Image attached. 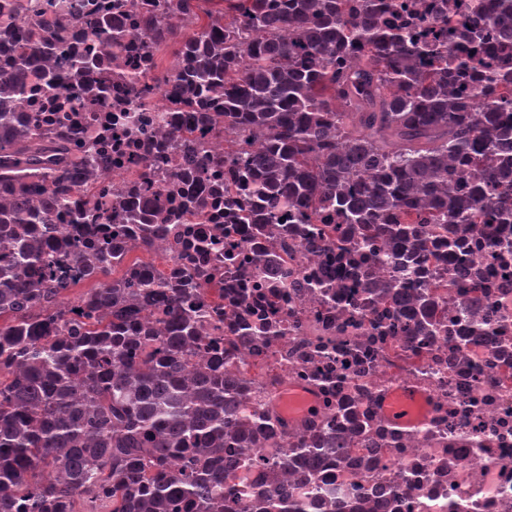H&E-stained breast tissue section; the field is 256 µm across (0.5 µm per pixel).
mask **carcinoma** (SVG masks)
I'll return each mask as SVG.
<instances>
[{
  "label": "carcinoma",
  "instance_id": "carcinoma-1",
  "mask_svg": "<svg viewBox=\"0 0 512 512\" xmlns=\"http://www.w3.org/2000/svg\"><path fill=\"white\" fill-rule=\"evenodd\" d=\"M426 25L415 36L402 12ZM40 0H0V512H228L264 421L236 392L224 355L200 332L189 295L146 273L163 228L128 243L85 232L112 223L60 160L68 140L22 114L36 75L81 29L125 44L112 17ZM178 43L170 103L224 101V141L253 186L245 224H274L279 204L310 225L317 251L354 232L383 265L428 253L437 232L512 224V4L448 26V0H170L146 21ZM79 56L78 76L102 70ZM70 223L55 224L57 210ZM381 299L415 307V332H436L432 296L397 283ZM92 281L74 304L64 293ZM324 448H297L314 475ZM314 479L273 488L262 512H303Z\"/></svg>",
  "mask_w": 512,
  "mask_h": 512
}]
</instances>
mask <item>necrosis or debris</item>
I'll list each match as a JSON object with an SVG mask.
<instances>
[{
  "mask_svg": "<svg viewBox=\"0 0 512 512\" xmlns=\"http://www.w3.org/2000/svg\"><path fill=\"white\" fill-rule=\"evenodd\" d=\"M147 0H94L100 15L119 16L133 33L127 48L104 39L69 41L53 65L72 54L105 56L100 102L81 89L64 91L50 129H78L69 160L81 176H96V197L112 206L156 193L162 207L161 256L154 276L181 268L198 274L197 306L209 340L235 369L238 391L289 444L314 438L342 442L328 454L318 478L325 493L306 512H512V240L511 224L482 225L459 247H438L407 271L383 268L407 293L434 291L441 332L415 340L406 328L412 309L354 302L343 287L345 270L372 266L359 237L310 252L303 225L281 209L275 244L259 247L254 225L224 207V187L247 197L224 148V124L202 123L199 113L172 107V66L143 37ZM209 156L206 178H192L202 157L188 155L184 137ZM202 192L207 208L181 211L179 190ZM208 242L203 254L192 243ZM288 274L280 287L266 270L268 255ZM487 298L471 308L472 285ZM271 323L269 333L245 336L242 323Z\"/></svg>",
  "mask_w": 512,
  "mask_h": 512,
  "instance_id": "1",
  "label": "necrosis or debris"
}]
</instances>
